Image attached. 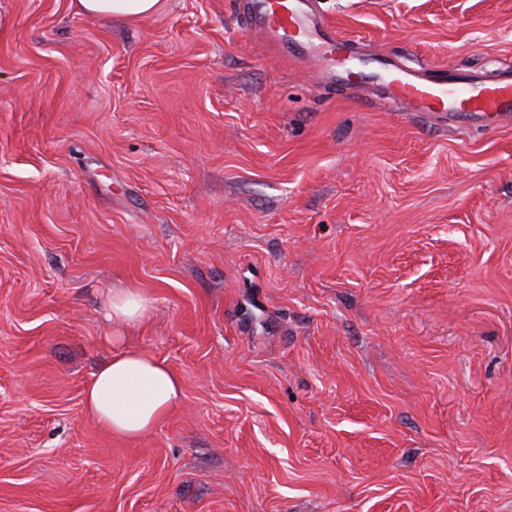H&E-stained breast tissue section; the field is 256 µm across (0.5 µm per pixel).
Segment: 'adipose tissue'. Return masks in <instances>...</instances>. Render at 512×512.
Listing matches in <instances>:
<instances>
[{
	"instance_id": "adipose-tissue-1",
	"label": "adipose tissue",
	"mask_w": 512,
	"mask_h": 512,
	"mask_svg": "<svg viewBox=\"0 0 512 512\" xmlns=\"http://www.w3.org/2000/svg\"><path fill=\"white\" fill-rule=\"evenodd\" d=\"M81 14L93 19H132L155 14L162 0H77ZM147 299L134 288L114 291L106 305L115 330L143 319ZM182 396L180 378L152 355L114 347L84 393L86 414L113 435L137 438L155 429Z\"/></svg>"
}]
</instances>
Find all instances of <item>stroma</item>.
Returning <instances> with one entry per match:
<instances>
[{
  "label": "stroma",
  "instance_id": "stroma-1",
  "mask_svg": "<svg viewBox=\"0 0 512 512\" xmlns=\"http://www.w3.org/2000/svg\"><path fill=\"white\" fill-rule=\"evenodd\" d=\"M441 77L512 72V0H321ZM235 0H0V512H512V123L319 83ZM166 361L87 416L105 305ZM79 12L93 19H132L155 14L162 0H77ZM148 309L147 299L135 288L112 291L106 305L107 317L118 334L123 328L143 319ZM93 374L84 393L86 414L113 435L138 438L155 429L182 396L180 378L152 355L118 347Z\"/></svg>",
  "mask_w": 512,
  "mask_h": 512
}]
</instances>
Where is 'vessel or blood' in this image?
Segmentation results:
<instances>
[{"label": "vessel or blood", "mask_w": 512, "mask_h": 512, "mask_svg": "<svg viewBox=\"0 0 512 512\" xmlns=\"http://www.w3.org/2000/svg\"><path fill=\"white\" fill-rule=\"evenodd\" d=\"M238 10L246 27L276 47L291 52L314 47L326 85L341 84L354 69L368 64L372 70L362 74V81L381 90L384 99L402 111L442 119L466 115L479 125L512 120V74L489 80L479 72L461 70L437 79L387 54L354 55L349 41L333 33L317 0H238Z\"/></svg>", "instance_id": "1"}]
</instances>
